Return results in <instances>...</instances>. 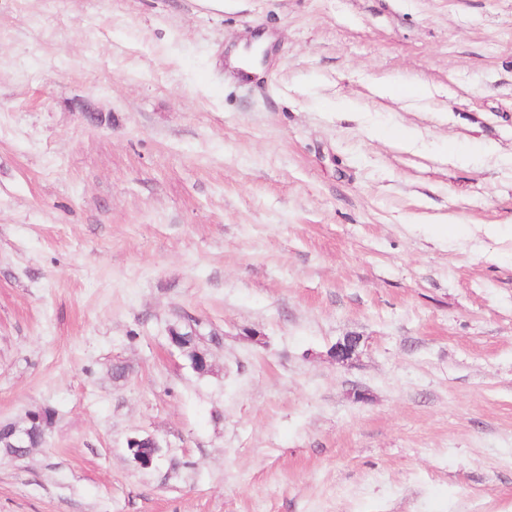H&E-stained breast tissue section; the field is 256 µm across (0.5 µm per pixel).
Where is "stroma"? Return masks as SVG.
<instances>
[{
  "label": "stroma",
  "instance_id": "35a3bbf8",
  "mask_svg": "<svg viewBox=\"0 0 512 512\" xmlns=\"http://www.w3.org/2000/svg\"><path fill=\"white\" fill-rule=\"evenodd\" d=\"M487 224L512 0H0V425L54 412L0 512H512ZM146 439H149L152 443V447L155 448V451L151 455H141L137 448L141 442V439L138 436H133L127 439V451L129 455L132 457L134 462L142 469H151L158 466V464L165 459L166 452L164 448H168L164 446L162 442L152 435H148Z\"/></svg>",
  "mask_w": 512,
  "mask_h": 512
}]
</instances>
